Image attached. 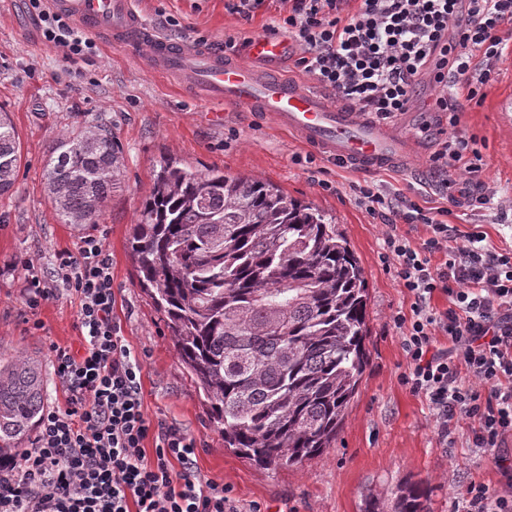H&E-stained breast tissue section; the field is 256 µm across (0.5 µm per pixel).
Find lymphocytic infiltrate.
I'll return each mask as SVG.
<instances>
[{
  "label": "lymphocytic infiltrate",
  "instance_id": "obj_1",
  "mask_svg": "<svg viewBox=\"0 0 512 512\" xmlns=\"http://www.w3.org/2000/svg\"><path fill=\"white\" fill-rule=\"evenodd\" d=\"M270 35L287 33L301 54L294 64L337 102L389 120L411 109L413 91L429 78L432 109L450 127L430 158L433 168L460 167L479 184L475 140L456 133L462 106L447 93L465 84L468 99L494 81L492 64L512 46V0H278ZM43 39L88 60L95 41L45 0H28ZM387 230L382 260L412 299L396 314L407 367L402 385L424 396L440 441L467 425L479 449L512 483V252L488 246L480 225L464 237L416 204L401 206L372 184L355 188ZM425 226L428 235L414 243ZM58 267L81 299L83 351L53 347L63 405L44 409L32 447L0 469V512H238L224 485L194 471L197 444L173 426H153L141 397L140 367L112 318L110 256L85 237ZM447 295L439 309L431 300ZM447 347H439V337ZM154 438L153 453L144 442Z\"/></svg>",
  "mask_w": 512,
  "mask_h": 512
}]
</instances>
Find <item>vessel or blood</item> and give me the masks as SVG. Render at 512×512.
<instances>
[{
	"label": "vessel or blood",
	"mask_w": 512,
	"mask_h": 512,
	"mask_svg": "<svg viewBox=\"0 0 512 512\" xmlns=\"http://www.w3.org/2000/svg\"><path fill=\"white\" fill-rule=\"evenodd\" d=\"M86 31L123 45L153 71L177 80L212 102L242 112L272 116L314 150L368 172L407 165L415 139L405 121L385 125L299 83L267 73L288 53V44L268 35L249 37L239 53L197 44H174L149 28L132 0H49Z\"/></svg>",
	"instance_id": "1"
}]
</instances>
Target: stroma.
Listing matches in <instances>:
<instances>
[{
	"mask_svg": "<svg viewBox=\"0 0 512 512\" xmlns=\"http://www.w3.org/2000/svg\"><path fill=\"white\" fill-rule=\"evenodd\" d=\"M152 27L172 16L164 30L174 40L207 39L220 47L237 33H261L277 15L269 0L251 24L224 8V0H134ZM498 77L483 100L467 101L459 131L475 138L482 154L480 178L501 197H512V50L495 64ZM0 110L21 141V162L12 192L0 196V352L36 359L46 381L45 403L63 404L64 388L52 345L78 350L80 297L58 274L60 252H77L85 236L100 238L112 259L113 316L140 366L142 401L151 423L194 437L195 468L202 480L230 487L241 512H364L368 494L391 500L408 482L423 484L427 512H456L459 495L483 482L508 494L481 452L470 448L466 429L441 443L424 397L400 383L406 369L393 324L412 302L383 266L384 221L358 203L353 188L374 183L389 195L423 209H449L460 231L483 225L489 243L512 251V211L470 207L464 193L448 197L431 174L434 137L419 145L411 170L360 172L315 152L273 118L203 100L151 73L124 50L98 42L96 54L72 62L46 43L27 0H0ZM111 128L122 155V174L96 225L76 230L56 216L43 184V167L59 136L78 127ZM172 157L200 169L256 176L331 217L361 262L369 293V362L333 448L293 467L266 470L224 446V437L180 362L163 314L139 287L127 238L149 195L159 161ZM33 262L54 295L29 308L23 295L26 262Z\"/></svg>",
	"mask_w": 512,
	"mask_h": 512,
	"instance_id": "obj_1",
	"label": "stroma"
}]
</instances>
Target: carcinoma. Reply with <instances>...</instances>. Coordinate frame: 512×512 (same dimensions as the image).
<instances>
[{
  "instance_id": "cac0c4a2",
  "label": "carcinoma",
  "mask_w": 512,
  "mask_h": 512,
  "mask_svg": "<svg viewBox=\"0 0 512 512\" xmlns=\"http://www.w3.org/2000/svg\"><path fill=\"white\" fill-rule=\"evenodd\" d=\"M20 160L15 127L0 114V195L13 190ZM121 166L106 126L59 137L43 178L61 222L97 223ZM128 250L224 447L275 469L333 446L369 360L368 293L324 212L263 178L169 158ZM45 392L37 361L0 355V461L17 462L37 433ZM425 501L411 483L394 512H426Z\"/></svg>"
}]
</instances>
